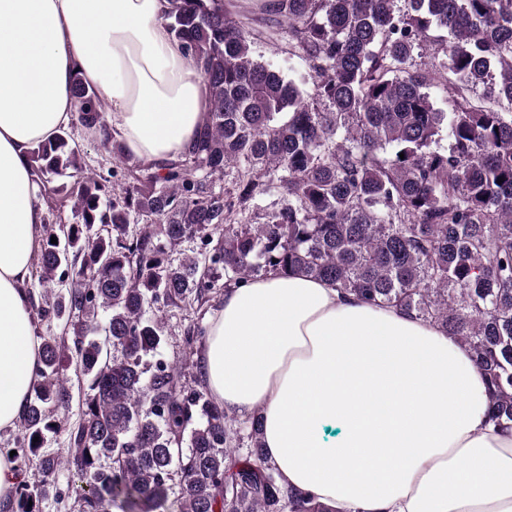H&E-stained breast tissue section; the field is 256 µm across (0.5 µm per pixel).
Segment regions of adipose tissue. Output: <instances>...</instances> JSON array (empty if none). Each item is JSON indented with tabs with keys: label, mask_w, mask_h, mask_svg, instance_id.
<instances>
[{
	"label": "adipose tissue",
	"mask_w": 512,
	"mask_h": 512,
	"mask_svg": "<svg viewBox=\"0 0 512 512\" xmlns=\"http://www.w3.org/2000/svg\"><path fill=\"white\" fill-rule=\"evenodd\" d=\"M172 8L0 0V430L40 365L26 284L44 219L28 154L75 120L77 76L127 153L163 166L190 150L209 89L168 29ZM199 361L219 406L261 413L279 482L335 512H512V433L489 421L479 369L436 324L271 274L225 294Z\"/></svg>",
	"instance_id": "obj_1"
}]
</instances>
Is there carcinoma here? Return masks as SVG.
<instances>
[{
	"instance_id": "cac0c4a2",
	"label": "carcinoma",
	"mask_w": 512,
	"mask_h": 512,
	"mask_svg": "<svg viewBox=\"0 0 512 512\" xmlns=\"http://www.w3.org/2000/svg\"><path fill=\"white\" fill-rule=\"evenodd\" d=\"M254 23L305 59L310 96L250 56ZM435 28L448 33L446 112L428 92L433 73L414 67ZM170 29L210 93L188 155L161 168L129 161L80 81L77 123L122 166L86 173L65 131L30 151L35 182L69 178L57 189L74 199L75 222L42 225L35 310L62 336L41 343L14 458L37 455L49 433L66 448L19 483L14 512H41L72 468L92 487L84 512H165L176 486L181 512H334L281 487L260 416L220 408L201 365L190 385L182 368L146 361L169 312H185L194 353L213 300L271 272L440 326L481 370L497 430L512 431V0H274L235 20L222 0H175ZM71 367L83 391L64 423Z\"/></svg>"
}]
</instances>
